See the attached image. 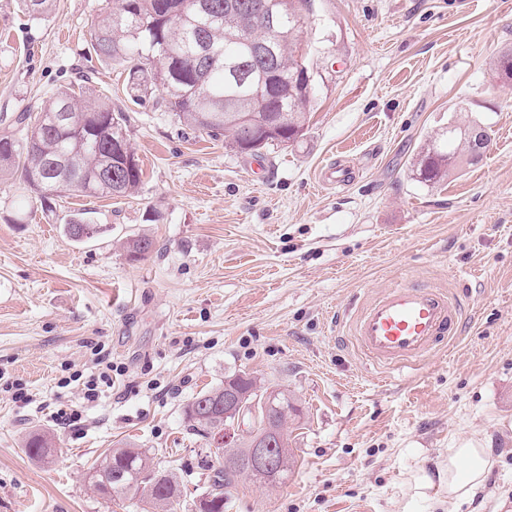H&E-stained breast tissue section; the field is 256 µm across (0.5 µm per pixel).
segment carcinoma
I'll list each match as a JSON object with an SVG mask.
<instances>
[{
	"label": "carcinoma",
	"instance_id": "1",
	"mask_svg": "<svg viewBox=\"0 0 512 512\" xmlns=\"http://www.w3.org/2000/svg\"><path fill=\"white\" fill-rule=\"evenodd\" d=\"M54 0H21L32 18L48 16ZM277 16L279 38L260 19L265 7ZM303 17L296 0H112L90 31V47L107 66L126 72L125 93L138 102L162 89L160 107L177 121L209 136L226 135L240 152L256 154L269 146V129L280 130L281 142L303 135L313 77L304 74L299 34ZM206 44L210 59L197 55ZM493 76L512 83V49L492 63ZM478 122L450 123L442 139L434 140L421 155L416 174L422 183L440 182L482 157L472 152L469 133ZM124 146L129 163L115 162ZM20 171L18 197L41 201L62 193L127 198L139 191L143 171L129 146L126 116L112 101L95 93L90 79L81 76L57 91L49 107L21 112L11 125L0 129V174ZM69 236L91 239L101 225L83 217L66 222ZM154 247L140 236L127 242L133 258ZM184 414L189 430L206 441L202 466L212 472L209 502L204 512H224V493L250 468L240 455L236 465L225 462V449L213 446V429L224 425V386L197 393ZM54 438L35 433L26 452L46 457ZM93 493L140 496L146 512H176L183 491L176 476L156 468L151 458L132 446L115 448L89 475Z\"/></svg>",
	"mask_w": 512,
	"mask_h": 512
}]
</instances>
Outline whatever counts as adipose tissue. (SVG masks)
Returning <instances> with one entry per match:
<instances>
[{"label": "adipose tissue", "instance_id": "adipose-tissue-1", "mask_svg": "<svg viewBox=\"0 0 512 512\" xmlns=\"http://www.w3.org/2000/svg\"><path fill=\"white\" fill-rule=\"evenodd\" d=\"M493 464L489 449L466 444L448 451L446 463L436 477L421 473L414 477L412 489L415 494H425L434 484L447 487L448 497L442 500L444 512H456L461 503L467 502L479 489Z\"/></svg>", "mask_w": 512, "mask_h": 512}]
</instances>
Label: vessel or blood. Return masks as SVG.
<instances>
[{
  "label": "vessel or blood",
  "mask_w": 512,
  "mask_h": 512,
  "mask_svg": "<svg viewBox=\"0 0 512 512\" xmlns=\"http://www.w3.org/2000/svg\"><path fill=\"white\" fill-rule=\"evenodd\" d=\"M461 315L443 293L405 283L377 296L357 315L352 336L381 373L415 365L448 347Z\"/></svg>",
  "instance_id": "1"
}]
</instances>
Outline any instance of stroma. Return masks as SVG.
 <instances>
[{
	"instance_id": "stroma-1",
	"label": "stroma",
	"mask_w": 512,
	"mask_h": 512,
	"mask_svg": "<svg viewBox=\"0 0 512 512\" xmlns=\"http://www.w3.org/2000/svg\"><path fill=\"white\" fill-rule=\"evenodd\" d=\"M55 4L34 20L0 0V120L91 73L126 115L143 183L36 203L19 224L17 175H0V379L29 397L0 390V512H135L88 486L126 442L176 475L192 512L209 478L183 407L241 373L287 391L295 464L279 483L239 480L224 512H442L445 489L416 497L412 478L466 441L495 464L461 512H512V86L491 75L512 0H305L307 128L258 157L181 125L161 91L128 100L122 69L89 52L103 0ZM468 119L489 134L483 160L418 182L421 149ZM334 163L355 180L323 186ZM77 213L104 232L72 240ZM137 235L155 245L133 259ZM409 281L459 299L462 330L384 383L350 321ZM104 362L112 380L87 401ZM35 431L54 436L51 457L26 453Z\"/></svg>"
}]
</instances>
